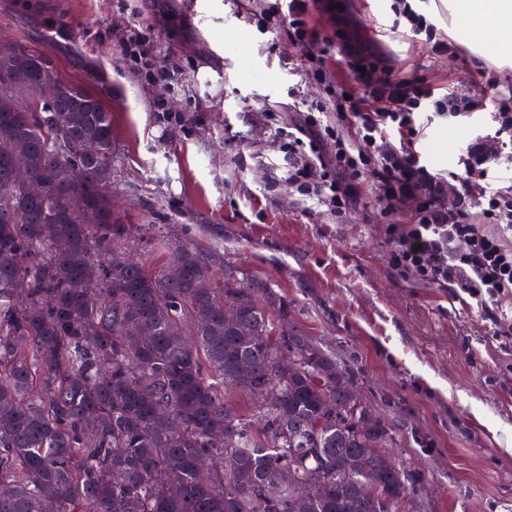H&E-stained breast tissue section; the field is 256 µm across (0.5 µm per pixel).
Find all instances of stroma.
Instances as JSON below:
<instances>
[{
	"instance_id": "stroma-1",
	"label": "stroma",
	"mask_w": 512,
	"mask_h": 512,
	"mask_svg": "<svg viewBox=\"0 0 512 512\" xmlns=\"http://www.w3.org/2000/svg\"><path fill=\"white\" fill-rule=\"evenodd\" d=\"M274 0H0V39L39 46L58 75L112 112V196L129 223L151 224L135 243L157 264L153 236L211 253L217 272L270 282L292 302L294 326L333 354L361 395L394 427L396 455L419 478L407 512H512V345L492 318H512V295L493 312L456 288L398 275L387 225L405 214L360 206L343 219L304 206L281 179L296 101L322 97L297 68L299 46L267 32ZM356 35L401 69L477 100L473 113L435 120L422 152L454 167L449 133H493L489 80L512 72L466 47L436 52L397 22L391 0H337ZM163 47L173 70L154 85L120 53L130 18ZM167 113H159L157 101ZM220 224L224 238L202 233Z\"/></svg>"
}]
</instances>
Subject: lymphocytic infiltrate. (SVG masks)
Here are the masks:
<instances>
[{"instance_id":"f902f5d3","label":"lymphocytic infiltrate","mask_w":512,"mask_h":512,"mask_svg":"<svg viewBox=\"0 0 512 512\" xmlns=\"http://www.w3.org/2000/svg\"><path fill=\"white\" fill-rule=\"evenodd\" d=\"M310 0H288L277 28L302 47L301 74L322 86L323 100L301 104L288 129L283 177L301 189L305 201L344 217L360 205L361 185L371 182L384 213L412 209L408 224L387 227L392 265L417 282L455 287L489 308L512 293V185L492 187V164H512V103L504 88L490 83L498 108L494 133L472 139L454 170L439 172L423 160L417 145L424 133L419 108L432 106L431 118L451 122L468 117L470 98L438 92L417 76L395 70L382 56L363 53L344 28L323 35L313 20ZM122 54L165 82L154 68L158 39L129 23ZM345 58L367 89L350 95L339 80L336 61Z\"/></svg>"}]
</instances>
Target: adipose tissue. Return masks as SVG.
<instances>
[{
	"label": "adipose tissue",
	"instance_id": "ef3b65f1",
	"mask_svg": "<svg viewBox=\"0 0 512 512\" xmlns=\"http://www.w3.org/2000/svg\"><path fill=\"white\" fill-rule=\"evenodd\" d=\"M416 12L446 22L449 36L470 52L512 70V0H410Z\"/></svg>",
	"mask_w": 512,
	"mask_h": 512
}]
</instances>
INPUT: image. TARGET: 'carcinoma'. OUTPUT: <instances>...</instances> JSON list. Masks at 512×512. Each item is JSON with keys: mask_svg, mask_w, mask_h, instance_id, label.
<instances>
[{"mask_svg": "<svg viewBox=\"0 0 512 512\" xmlns=\"http://www.w3.org/2000/svg\"><path fill=\"white\" fill-rule=\"evenodd\" d=\"M18 47L0 55V512H405L397 432L288 298L179 239L139 261L152 225L112 203V112ZM262 390L254 423L224 398Z\"/></svg>", "mask_w": 512, "mask_h": 512, "instance_id": "obj_1", "label": "carcinoma"}]
</instances>
